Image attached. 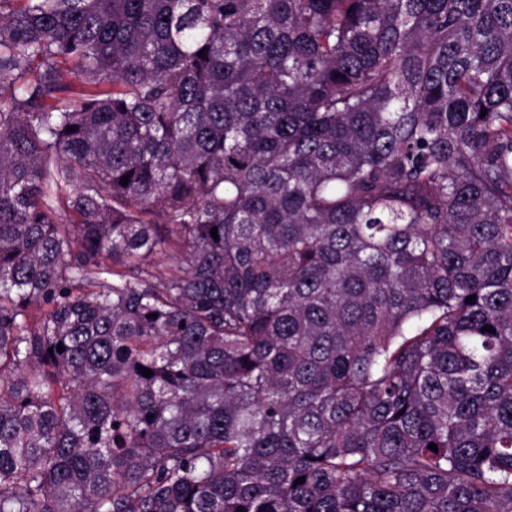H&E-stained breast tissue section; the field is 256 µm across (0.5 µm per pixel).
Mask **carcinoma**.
Instances as JSON below:
<instances>
[{
	"instance_id": "1",
	"label": "carcinoma",
	"mask_w": 512,
	"mask_h": 512,
	"mask_svg": "<svg viewBox=\"0 0 512 512\" xmlns=\"http://www.w3.org/2000/svg\"><path fill=\"white\" fill-rule=\"evenodd\" d=\"M13 2L0 512H512V0Z\"/></svg>"
}]
</instances>
